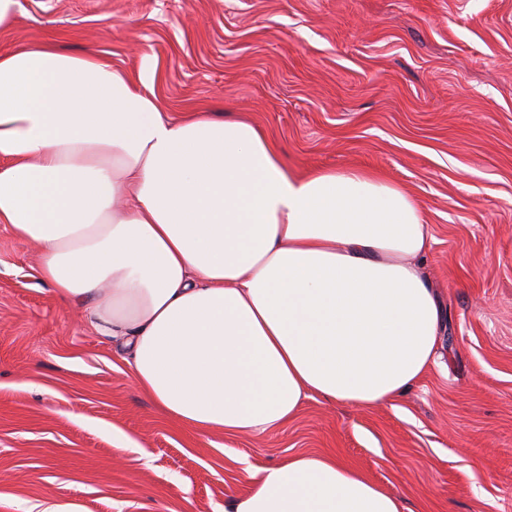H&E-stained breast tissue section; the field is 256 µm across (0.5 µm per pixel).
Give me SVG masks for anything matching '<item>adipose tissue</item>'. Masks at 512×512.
Here are the masks:
<instances>
[{"instance_id": "adipose-tissue-1", "label": "adipose tissue", "mask_w": 512, "mask_h": 512, "mask_svg": "<svg viewBox=\"0 0 512 512\" xmlns=\"http://www.w3.org/2000/svg\"><path fill=\"white\" fill-rule=\"evenodd\" d=\"M155 75L45 42L0 52V223L39 246L40 279L183 427L266 431L313 393L393 403L443 328L418 202L365 170L297 171L249 121L172 117ZM224 512L405 508L301 454Z\"/></svg>"}]
</instances>
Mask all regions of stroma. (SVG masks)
Returning a JSON list of instances; mask_svg holds the SVG:
<instances>
[{"label":"stroma","instance_id":"1","mask_svg":"<svg viewBox=\"0 0 512 512\" xmlns=\"http://www.w3.org/2000/svg\"><path fill=\"white\" fill-rule=\"evenodd\" d=\"M0 49L153 61L173 117L264 129L289 166L368 168L420 203L444 305L395 403L305 399L228 436L169 421L0 224V512H224L249 470L310 453L411 512H512V0H19Z\"/></svg>","mask_w":512,"mask_h":512}]
</instances>
